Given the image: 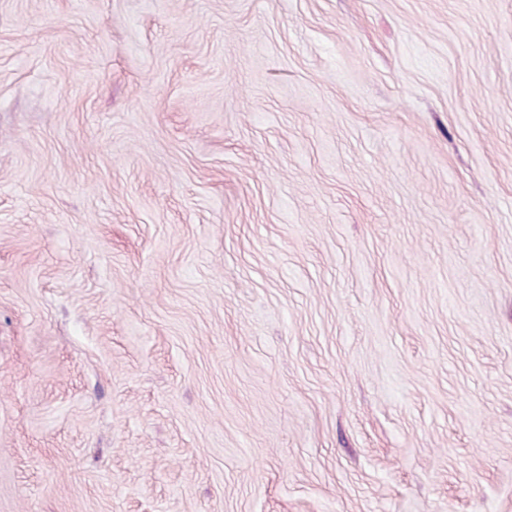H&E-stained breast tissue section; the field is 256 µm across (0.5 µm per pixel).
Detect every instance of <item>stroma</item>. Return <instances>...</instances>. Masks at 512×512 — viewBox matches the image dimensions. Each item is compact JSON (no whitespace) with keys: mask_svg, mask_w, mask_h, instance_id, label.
<instances>
[{"mask_svg":"<svg viewBox=\"0 0 512 512\" xmlns=\"http://www.w3.org/2000/svg\"><path fill=\"white\" fill-rule=\"evenodd\" d=\"M0 512H512V0H0Z\"/></svg>","mask_w":512,"mask_h":512,"instance_id":"1","label":"stroma"}]
</instances>
